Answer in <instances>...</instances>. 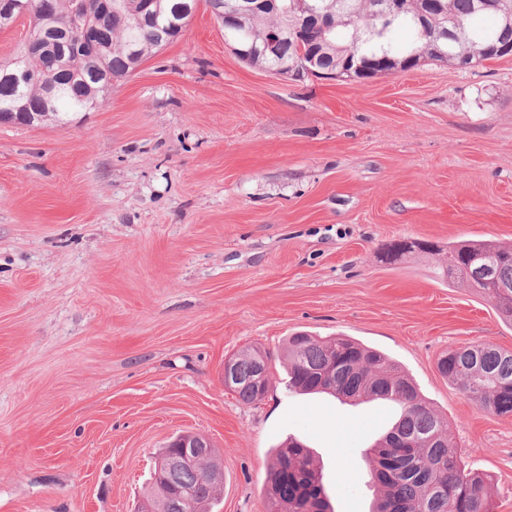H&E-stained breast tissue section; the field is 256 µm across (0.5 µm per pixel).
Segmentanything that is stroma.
Returning <instances> with one entry per match:
<instances>
[{
    "label": "stroma",
    "mask_w": 512,
    "mask_h": 512,
    "mask_svg": "<svg viewBox=\"0 0 512 512\" xmlns=\"http://www.w3.org/2000/svg\"><path fill=\"white\" fill-rule=\"evenodd\" d=\"M512 245V55L361 82L242 62L206 5L183 36L68 126L0 123V512H137L161 448L207 436L214 512H266L287 439L333 512H369L364 452L393 406L225 389L224 360L288 337L385 353L448 420L465 469L512 512V415L437 370L512 351V322L393 240Z\"/></svg>",
    "instance_id": "obj_1"
}]
</instances>
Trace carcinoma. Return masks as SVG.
<instances>
[{
  "mask_svg": "<svg viewBox=\"0 0 512 512\" xmlns=\"http://www.w3.org/2000/svg\"><path fill=\"white\" fill-rule=\"evenodd\" d=\"M73 0H36L29 26L41 29L63 45L59 26L74 18ZM144 0H82L81 18L93 25L102 41L90 50L64 48L53 60L27 45L16 59L29 77L18 85L0 79V114L13 116L43 104L45 85L55 81L60 92L52 102V121L67 124L68 116L90 111L104 100L103 85L118 81L138 69L150 56L172 43L185 31L200 0H152L151 10L159 25L141 24ZM253 4L240 24L225 28L234 41L243 38L259 53L250 64L275 74L303 56L316 59L317 69L335 74L349 53L364 56L375 72L387 71L385 58L408 62L415 68L443 61L435 54L436 21L420 25L417 15L423 0H393L395 16L387 21L379 0H347V7L331 16V32L325 38L312 35L303 42L292 36L276 37L282 29L301 23L291 12L293 0H248ZM444 18L464 26L469 40L448 61L467 68L499 57L497 48L512 40L505 32L499 10L479 12L475 0H443ZM438 256L439 275L475 288L491 300L502 317L512 322V246L493 242H450L448 247L422 248ZM288 364V390L298 394L324 393L338 400L392 399L401 414L374 445L366 449L371 482L380 489L370 512H492L486 493L487 476L461 466L457 448L448 437L447 421L422 399L417 387L385 354L349 338L322 340L306 332L288 337L284 346ZM238 384L232 392L244 403L264 393L255 379L270 377V355L249 348L234 355ZM440 374L481 408L496 415L512 414V352L492 344L450 348L437 362ZM221 474L208 467L174 466L167 471V485L193 493L199 512H210ZM326 497L321 468L311 451L292 439L278 449L271 473L268 512H310L308 500Z\"/></svg>",
  "mask_w": 512,
  "mask_h": 512,
  "instance_id": "1",
  "label": "carcinoma"
}]
</instances>
